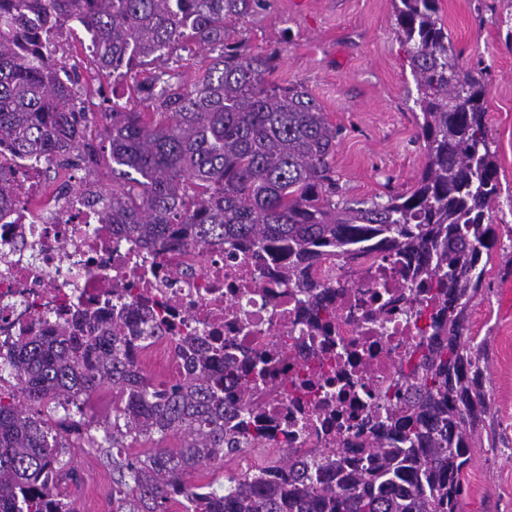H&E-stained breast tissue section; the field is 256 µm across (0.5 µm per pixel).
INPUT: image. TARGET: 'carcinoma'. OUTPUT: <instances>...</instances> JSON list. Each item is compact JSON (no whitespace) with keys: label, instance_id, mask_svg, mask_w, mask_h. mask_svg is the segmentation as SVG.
<instances>
[{"label":"carcinoma","instance_id":"obj_1","mask_svg":"<svg viewBox=\"0 0 512 512\" xmlns=\"http://www.w3.org/2000/svg\"><path fill=\"white\" fill-rule=\"evenodd\" d=\"M267 0H0V141L58 167L108 179L100 213L148 249L202 252L245 246L273 260L278 276L308 295L316 322L330 308L310 273L330 261L348 271L377 252L406 254L435 284L414 309L427 341L407 353L408 389L388 409L349 467L328 448L307 463L279 456L224 483L189 477L264 448L251 418V373L217 361L197 336L174 346L179 378L148 374L138 354L166 324L144 313L131 322L89 310L50 336H20L0 353V512H75L59 492L77 479V451L108 446L115 512H461L465 469L482 447L487 410L481 344L468 310L482 295L497 242L490 217L501 182L484 107L486 68L466 67L439 15L438 0H397L395 32L409 48L427 161L413 187L386 201L345 199L334 157L339 131L301 84L271 80L279 51L244 54L227 23ZM94 51L70 66L75 27ZM187 53L182 58L180 52ZM174 65L148 70L159 59ZM131 80V97L95 114L82 83ZM240 398L224 404V384ZM112 390L103 437L71 411ZM168 439L177 441L169 448ZM140 441L156 447L141 455Z\"/></svg>","mask_w":512,"mask_h":512}]
</instances>
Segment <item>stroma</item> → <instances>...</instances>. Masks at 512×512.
Masks as SVG:
<instances>
[{"label": "stroma", "mask_w": 512, "mask_h": 512, "mask_svg": "<svg viewBox=\"0 0 512 512\" xmlns=\"http://www.w3.org/2000/svg\"><path fill=\"white\" fill-rule=\"evenodd\" d=\"M441 15L466 65L483 63L484 106L503 194L493 215L498 234L512 223V43L501 21L512 0H440ZM394 0H269L234 26L249 54L277 48L278 83L304 85L341 129L335 168L347 195L370 199L413 185L425 162L422 114L404 47L394 33ZM512 255L494 248L485 290L469 309L483 345L490 447L475 449L466 512H512ZM78 498L112 512V466L82 452Z\"/></svg>", "instance_id": "stroma-1"}]
</instances>
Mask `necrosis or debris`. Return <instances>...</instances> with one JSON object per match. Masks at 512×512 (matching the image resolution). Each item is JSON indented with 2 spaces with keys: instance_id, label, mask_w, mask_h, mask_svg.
Returning a JSON list of instances; mask_svg holds the SVG:
<instances>
[{
  "instance_id": "4bbe7bcc",
  "label": "necrosis or debris",
  "mask_w": 512,
  "mask_h": 512,
  "mask_svg": "<svg viewBox=\"0 0 512 512\" xmlns=\"http://www.w3.org/2000/svg\"><path fill=\"white\" fill-rule=\"evenodd\" d=\"M13 169L17 192L0 203V344L85 308L144 305L175 338L205 337L241 362L270 358L254 413L274 442L304 455L364 446L401 358L421 339L409 307L429 281L379 260L341 287L335 266L315 264L333 315L311 325L298 314L304 294L252 251L143 248L101 223L94 185L40 189L42 165L19 157Z\"/></svg>"
}]
</instances>
